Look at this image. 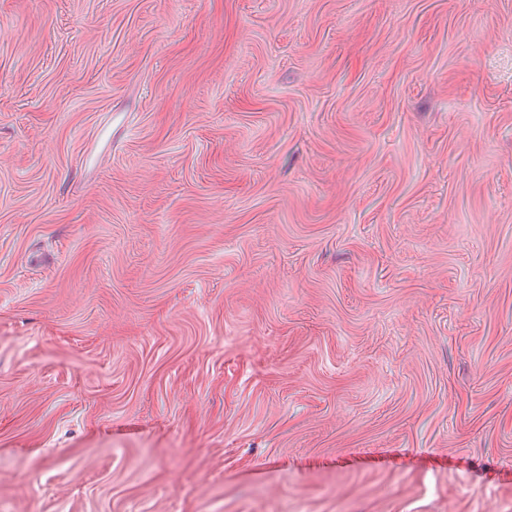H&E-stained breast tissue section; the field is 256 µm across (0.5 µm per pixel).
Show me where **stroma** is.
<instances>
[{"label": "stroma", "instance_id": "obj_1", "mask_svg": "<svg viewBox=\"0 0 512 512\" xmlns=\"http://www.w3.org/2000/svg\"><path fill=\"white\" fill-rule=\"evenodd\" d=\"M0 512H512V0H0Z\"/></svg>", "mask_w": 512, "mask_h": 512}]
</instances>
